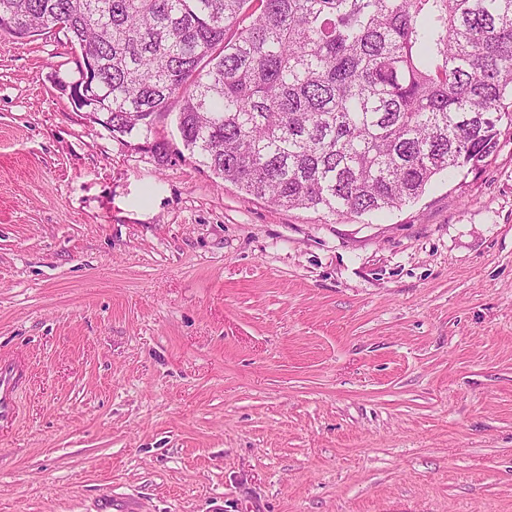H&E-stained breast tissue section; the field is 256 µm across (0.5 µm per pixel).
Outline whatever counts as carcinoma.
Listing matches in <instances>:
<instances>
[{
    "label": "carcinoma",
    "instance_id": "cac0c4a2",
    "mask_svg": "<svg viewBox=\"0 0 512 512\" xmlns=\"http://www.w3.org/2000/svg\"><path fill=\"white\" fill-rule=\"evenodd\" d=\"M56 23L112 138L178 98L183 147L288 209H398L512 127V0H0L1 46Z\"/></svg>",
    "mask_w": 512,
    "mask_h": 512
}]
</instances>
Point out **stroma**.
<instances>
[{"instance_id":"stroma-1","label":"stroma","mask_w":512,"mask_h":512,"mask_svg":"<svg viewBox=\"0 0 512 512\" xmlns=\"http://www.w3.org/2000/svg\"><path fill=\"white\" fill-rule=\"evenodd\" d=\"M0 46V512H512V130L380 214L158 162ZM20 374L12 363L0 361V422L15 418Z\"/></svg>"}]
</instances>
